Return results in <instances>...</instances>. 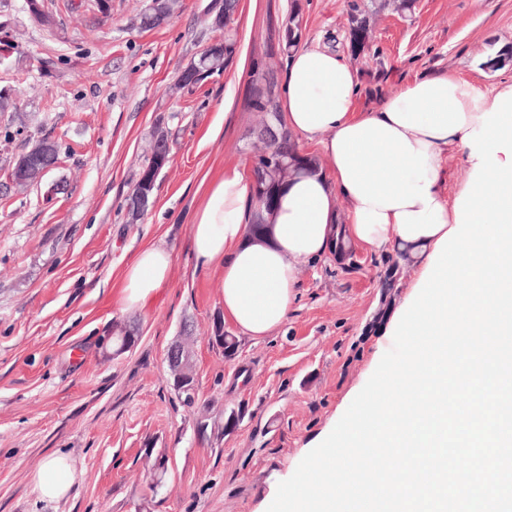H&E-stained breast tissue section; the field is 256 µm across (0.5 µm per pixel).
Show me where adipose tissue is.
Masks as SVG:
<instances>
[{
  "mask_svg": "<svg viewBox=\"0 0 512 512\" xmlns=\"http://www.w3.org/2000/svg\"><path fill=\"white\" fill-rule=\"evenodd\" d=\"M359 88L334 50L302 49L289 58L283 122L317 146L331 173H302L281 184L260 237L248 233L251 188L240 166L225 168L207 186L189 247L198 268H222L224 317L240 337L257 343L284 324L302 266L330 254L337 225L351 244L403 250L411 265L426 270L438 240L455 225V201L444 192L446 159L455 152L474 166L463 138L507 90L477 85L454 70L431 72L361 110ZM172 271L167 246L139 250L124 271L121 307L145 310ZM75 479L68 457L58 453L33 482L41 498L58 500Z\"/></svg>",
  "mask_w": 512,
  "mask_h": 512,
  "instance_id": "ef3b65f1",
  "label": "adipose tissue"
}]
</instances>
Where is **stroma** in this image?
I'll use <instances>...</instances> for the list:
<instances>
[{
    "instance_id": "stroma-1",
    "label": "stroma",
    "mask_w": 512,
    "mask_h": 512,
    "mask_svg": "<svg viewBox=\"0 0 512 512\" xmlns=\"http://www.w3.org/2000/svg\"><path fill=\"white\" fill-rule=\"evenodd\" d=\"M210 0H181L167 24L141 29L142 0L91 5L46 0L58 24L29 20L24 0H0L14 48L0 57V512H267L278 484L333 430L363 389L396 329L392 316L417 278L403 267L390 304L379 280L389 253L354 248L302 269L286 322L236 356L212 349L222 315L220 268L198 269L189 248L205 188L225 167L249 166L259 122L247 106L251 68L264 59L282 95L288 61L267 56L290 0H240L238 53L221 75L174 91L177 75L213 38L202 19ZM306 49L330 45L349 25L345 0H301ZM373 53L347 56L363 96L413 76L481 69L487 84L512 80V0H416L412 14L373 17ZM167 132L171 161L155 204L137 223L123 207L145 163L143 147ZM58 142L55 168L25 192L6 176L31 140ZM173 252L174 275L144 312L123 310L126 265L145 245ZM138 340L104 355L114 324ZM194 330L197 409L175 399L164 362L183 324ZM241 419L222 433L227 412ZM207 431H198L199 416ZM77 480L56 502L39 499L33 476L54 453ZM164 472H157V462Z\"/></svg>"
}]
</instances>
